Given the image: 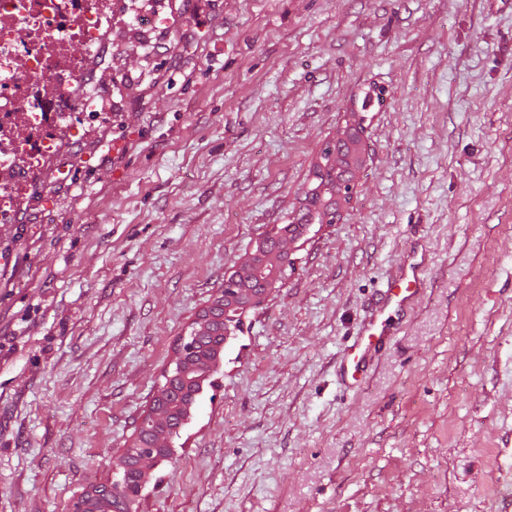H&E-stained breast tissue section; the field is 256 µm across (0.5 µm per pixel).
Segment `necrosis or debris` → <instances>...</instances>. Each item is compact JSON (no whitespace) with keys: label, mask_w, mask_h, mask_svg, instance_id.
Masks as SVG:
<instances>
[{"label":"necrosis or debris","mask_w":512,"mask_h":512,"mask_svg":"<svg viewBox=\"0 0 512 512\" xmlns=\"http://www.w3.org/2000/svg\"><path fill=\"white\" fill-rule=\"evenodd\" d=\"M112 0H0V223L16 220L15 205L39 161L60 148L67 113L86 105L87 61L79 42L102 46Z\"/></svg>","instance_id":"4bbe7bcc"}]
</instances>
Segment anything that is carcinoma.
Here are the masks:
<instances>
[{
  "label": "carcinoma",
  "mask_w": 512,
  "mask_h": 512,
  "mask_svg": "<svg viewBox=\"0 0 512 512\" xmlns=\"http://www.w3.org/2000/svg\"><path fill=\"white\" fill-rule=\"evenodd\" d=\"M362 133L363 128L356 124L325 146L322 163L315 171L318 184L308 191L307 205L297 221L280 224L267 234L246 264V275L238 279L229 276L228 287L204 311L206 326L195 335L192 354L185 357L181 372L167 379L154 402L151 414L158 416L160 422L139 428L133 448L121 461L125 483L137 485L142 478L140 449H151L157 464L168 459L169 442L184 425L204 382L221 359L224 341L236 323L238 311L260 303L268 288L281 278L288 263V244L301 237L311 224L331 223L341 201L349 199L341 194V188L354 178ZM83 506L84 512H129L133 504L124 496L108 492L103 485H94L85 494Z\"/></svg>",
  "instance_id": "1"
}]
</instances>
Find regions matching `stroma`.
Wrapping results in <instances>:
<instances>
[{
    "instance_id": "35a3bbf8",
    "label": "stroma",
    "mask_w": 512,
    "mask_h": 512,
    "mask_svg": "<svg viewBox=\"0 0 512 512\" xmlns=\"http://www.w3.org/2000/svg\"><path fill=\"white\" fill-rule=\"evenodd\" d=\"M103 42L100 102L0 224V512L111 482L371 88L351 200L289 244L136 510L512 512V0H114ZM415 250L416 309L345 385Z\"/></svg>"
}]
</instances>
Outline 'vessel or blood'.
I'll return each mask as SVG.
<instances>
[{"label":"vessel or blood","mask_w":512,"mask_h":512,"mask_svg":"<svg viewBox=\"0 0 512 512\" xmlns=\"http://www.w3.org/2000/svg\"><path fill=\"white\" fill-rule=\"evenodd\" d=\"M424 262L400 268L388 282L381 298L367 318L360 337L345 350L343 373L355 383L362 377L368 357L383 347L393 326L414 307L423 292Z\"/></svg>","instance_id":"obj_1"}]
</instances>
